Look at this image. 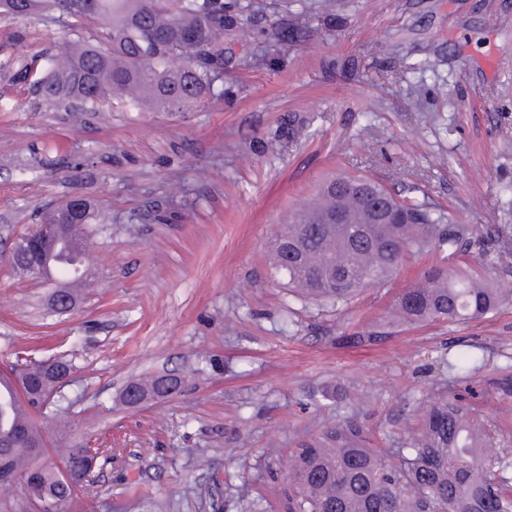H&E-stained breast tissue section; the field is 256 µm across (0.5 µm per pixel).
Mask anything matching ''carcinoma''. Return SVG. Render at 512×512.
<instances>
[{"mask_svg": "<svg viewBox=\"0 0 512 512\" xmlns=\"http://www.w3.org/2000/svg\"><path fill=\"white\" fill-rule=\"evenodd\" d=\"M54 12L64 41L54 52L38 53L13 68L12 82L50 105L74 112L109 100L180 112L214 94L224 77V31L238 27V0H0V16L36 18ZM186 64L171 69V57ZM339 214L344 223H331ZM62 228L63 236L86 241L95 224L112 216L92 199ZM509 224L482 230L463 224L451 211L428 201L417 185L393 192L364 174L324 180L316 197L303 204L292 222L276 233L269 264L285 278L288 291L323 307H344L365 287L393 274L409 256L429 250L442 265L396 298L389 320L364 336L339 337L346 346L377 344L396 322L417 325L447 321L464 324L498 311L500 290L483 265L462 270L465 254L484 253ZM73 369L60 359L32 361L16 356L0 370L17 382L10 398L0 395V453L27 478L23 498L0 503V512H48L63 507L69 479L92 476L99 449L73 443L49 450L37 417L55 401L44 402L63 386ZM62 458L70 478L56 473L50 454ZM288 474V512H512V452L497 447L483 420L450 402L421 415L420 428L402 448H369L355 420L336 425L293 449Z\"/></svg>", "mask_w": 512, "mask_h": 512, "instance_id": "carcinoma-1", "label": "carcinoma"}]
</instances>
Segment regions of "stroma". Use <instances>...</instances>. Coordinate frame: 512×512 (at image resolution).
<instances>
[{"label":"stroma","instance_id":"35a3bbf8","mask_svg":"<svg viewBox=\"0 0 512 512\" xmlns=\"http://www.w3.org/2000/svg\"><path fill=\"white\" fill-rule=\"evenodd\" d=\"M239 2L223 95L183 112H67L0 70V251L73 195L112 214L72 313L0 262V365L19 350L67 355L46 440L112 451L94 512L276 507L285 483L271 474L301 441L352 418L368 446L399 448L450 395L512 449V389L499 385L512 379L511 236L483 258L505 298L494 315L402 325L356 349L338 336L369 332L438 253L340 309L294 297L267 264L276 231L340 167L419 184L466 224H512V0ZM295 21L303 38H272ZM24 27L0 19V60L63 36L48 19L36 38ZM467 345L480 364L450 374L439 355ZM163 370L187 373L180 395L122 404L127 383Z\"/></svg>","mask_w":512,"mask_h":512}]
</instances>
